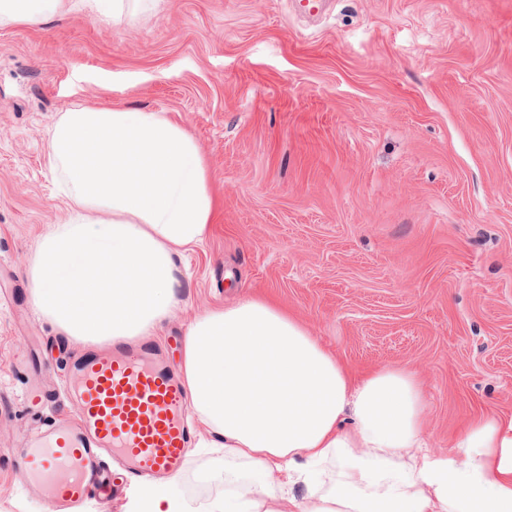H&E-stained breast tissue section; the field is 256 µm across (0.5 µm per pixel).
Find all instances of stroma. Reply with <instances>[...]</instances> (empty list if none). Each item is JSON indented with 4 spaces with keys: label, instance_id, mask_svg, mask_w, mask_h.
Wrapping results in <instances>:
<instances>
[{
    "label": "stroma",
    "instance_id": "obj_1",
    "mask_svg": "<svg viewBox=\"0 0 512 512\" xmlns=\"http://www.w3.org/2000/svg\"><path fill=\"white\" fill-rule=\"evenodd\" d=\"M78 104L166 113L207 164L220 210L154 336L172 368L192 313L270 295L350 366L416 370L433 453L512 412V0L75 9L0 27V512H53L12 450L77 413L62 383L84 350L38 316L29 269L67 216L47 131ZM230 466L189 452L190 512L234 494Z\"/></svg>",
    "mask_w": 512,
    "mask_h": 512
}]
</instances>
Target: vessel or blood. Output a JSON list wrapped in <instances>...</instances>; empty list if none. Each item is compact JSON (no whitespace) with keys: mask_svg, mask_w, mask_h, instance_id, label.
<instances>
[{"mask_svg":"<svg viewBox=\"0 0 512 512\" xmlns=\"http://www.w3.org/2000/svg\"><path fill=\"white\" fill-rule=\"evenodd\" d=\"M158 357L146 343H116L85 357L70 383L77 421L48 424L20 444L22 481L72 512L103 492L106 463L143 480L178 473L192 449L193 428L185 391Z\"/></svg>","mask_w":512,"mask_h":512,"instance_id":"1","label":"vessel or blood"}]
</instances>
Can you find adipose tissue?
Masks as SVG:
<instances>
[{"mask_svg": "<svg viewBox=\"0 0 512 512\" xmlns=\"http://www.w3.org/2000/svg\"><path fill=\"white\" fill-rule=\"evenodd\" d=\"M69 0H0V26L41 24ZM66 223L46 228L33 304L70 341L150 335L181 300L178 259L218 209L194 138L165 113L74 106L48 132ZM181 373L209 445L251 480L206 512H512V415L468 421L449 453L424 447V386L409 367L356 372L269 298L193 315ZM177 477L143 487L129 512H186Z\"/></svg>", "mask_w": 512, "mask_h": 512, "instance_id": "1", "label": "adipose tissue"}]
</instances>
